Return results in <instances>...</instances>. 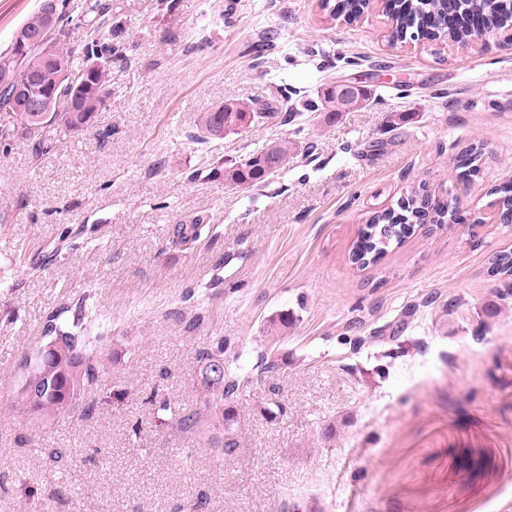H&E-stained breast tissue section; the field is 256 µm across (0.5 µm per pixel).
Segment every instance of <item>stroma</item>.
I'll list each match as a JSON object with an SVG mask.
<instances>
[{
  "mask_svg": "<svg viewBox=\"0 0 512 512\" xmlns=\"http://www.w3.org/2000/svg\"><path fill=\"white\" fill-rule=\"evenodd\" d=\"M109 2L128 61L107 110L0 154V512L30 495L44 512H187L197 497L205 512H512V294L488 273L512 227L469 223L512 179V51L392 47L382 12L342 25L318 0ZM340 83L367 101L315 124L302 103ZM283 96L292 120L193 138L224 100ZM281 140L294 150L265 185L210 178ZM478 143V177L456 179ZM421 183L452 189L465 223L353 266L368 216ZM282 311L292 324L271 331ZM89 316L106 374L32 430L10 407L22 360L49 318ZM218 340L248 377L220 464L156 426L149 401L191 404Z\"/></svg>",
  "mask_w": 512,
  "mask_h": 512,
  "instance_id": "obj_1",
  "label": "stroma"
}]
</instances>
